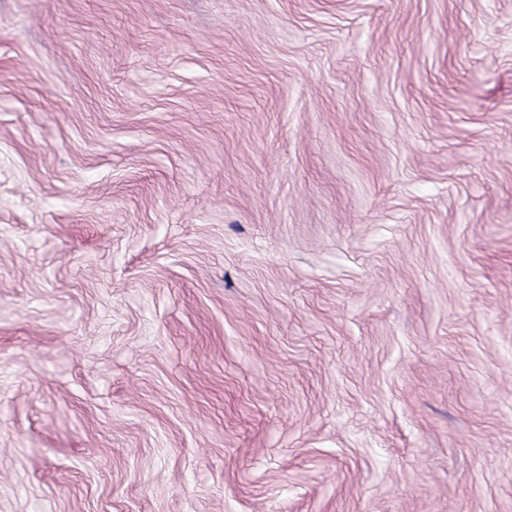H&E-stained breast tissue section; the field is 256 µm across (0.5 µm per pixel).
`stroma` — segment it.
I'll use <instances>...</instances> for the list:
<instances>
[{
    "label": "stroma",
    "mask_w": 512,
    "mask_h": 512,
    "mask_svg": "<svg viewBox=\"0 0 512 512\" xmlns=\"http://www.w3.org/2000/svg\"><path fill=\"white\" fill-rule=\"evenodd\" d=\"M0 512H512V0H0Z\"/></svg>",
    "instance_id": "35a3bbf8"
}]
</instances>
